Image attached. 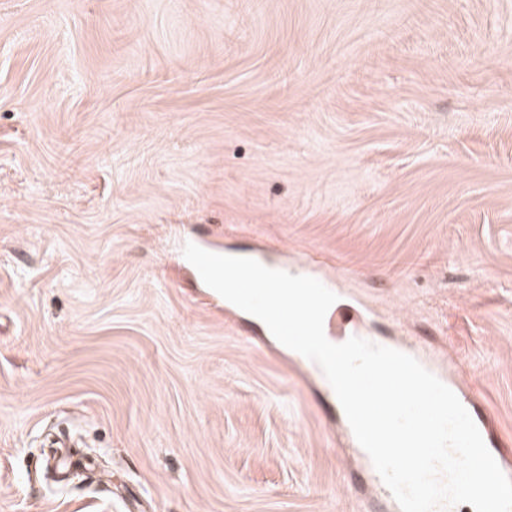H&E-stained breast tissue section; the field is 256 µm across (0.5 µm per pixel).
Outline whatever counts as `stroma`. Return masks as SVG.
I'll list each match as a JSON object with an SVG mask.
<instances>
[{
	"instance_id": "stroma-1",
	"label": "stroma",
	"mask_w": 512,
	"mask_h": 512,
	"mask_svg": "<svg viewBox=\"0 0 512 512\" xmlns=\"http://www.w3.org/2000/svg\"><path fill=\"white\" fill-rule=\"evenodd\" d=\"M196 238L326 254L512 455V0H0V512H369ZM383 346H387V347L399 350V351L404 352V353L412 356L413 358H415L422 366H424L427 370H429L434 375H436L444 384H446L457 395V397L459 398V400L461 401L463 406L466 408V410L469 412L470 416L472 417V411H471L469 402L466 400V398L462 394H460L458 392V388L455 387L454 384L448 382V377L445 373L446 370L440 363L437 362V360L423 357L418 354H414L401 345L392 344V345H383ZM472 419H473V417H472Z\"/></svg>"
}]
</instances>
